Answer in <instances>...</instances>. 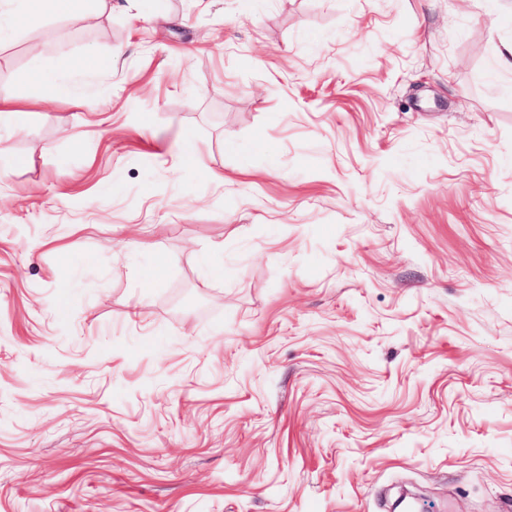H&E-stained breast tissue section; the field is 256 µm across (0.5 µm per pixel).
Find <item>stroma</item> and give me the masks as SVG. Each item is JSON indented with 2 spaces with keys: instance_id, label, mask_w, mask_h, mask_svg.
I'll return each mask as SVG.
<instances>
[{
  "instance_id": "1",
  "label": "stroma",
  "mask_w": 512,
  "mask_h": 512,
  "mask_svg": "<svg viewBox=\"0 0 512 512\" xmlns=\"http://www.w3.org/2000/svg\"><path fill=\"white\" fill-rule=\"evenodd\" d=\"M112 5L0 40V512H512V0ZM62 71L71 75H78L83 72V70L73 66V63L69 60H62L55 69H47L36 61L32 64L30 78L38 84L49 87L57 97H72L73 85L62 82L58 78L59 72Z\"/></svg>"
}]
</instances>
